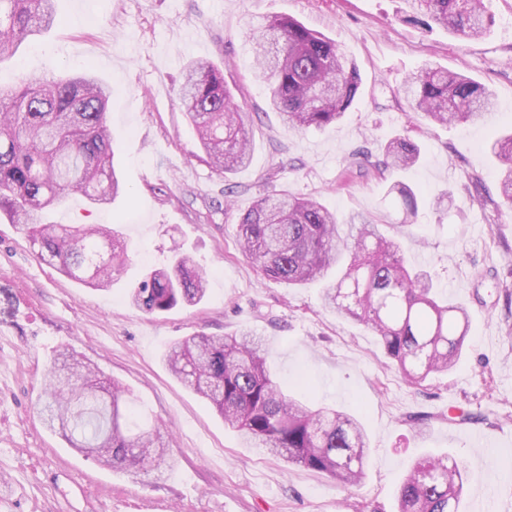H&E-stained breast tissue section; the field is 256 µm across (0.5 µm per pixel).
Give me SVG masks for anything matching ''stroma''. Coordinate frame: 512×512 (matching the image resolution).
I'll list each match as a JSON object with an SVG mask.
<instances>
[{
	"instance_id": "35a3bbf8",
	"label": "stroma",
	"mask_w": 512,
	"mask_h": 512,
	"mask_svg": "<svg viewBox=\"0 0 512 512\" xmlns=\"http://www.w3.org/2000/svg\"><path fill=\"white\" fill-rule=\"evenodd\" d=\"M403 9L402 0H58L59 25L0 63L5 86L23 72L87 69L111 86L124 191L105 207L72 196L47 219L119 225L129 254L111 290L88 288L40 262L0 212V512H395L411 463L443 453L465 469L463 512H499L512 500V211L498 198L500 163L487 148L512 125V0H489L494 23L475 38L406 22ZM261 15L292 17L355 60L361 85L343 120L296 132L269 110L249 41ZM193 60L223 67L252 116V160L227 178L180 110ZM427 62L488 87L491 118L419 123L403 86ZM403 132L422 146L406 176L421 201L400 234L405 258L470 315L460 362L418 385L363 324L325 307L320 287L262 277L238 242L240 214L274 188L395 223L396 198L374 166ZM443 191L445 216L431 204ZM177 246L208 272L205 298L143 313L132 288ZM243 330L265 337L284 390L362 422L371 452L359 485L246 447L162 361L185 337ZM65 349L127 388L142 419L172 432L168 456L116 472L44 427L36 403ZM452 404L472 422H449Z\"/></svg>"
}]
</instances>
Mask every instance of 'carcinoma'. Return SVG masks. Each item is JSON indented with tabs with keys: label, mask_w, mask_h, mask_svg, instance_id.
Instances as JSON below:
<instances>
[{
	"label": "carcinoma",
	"mask_w": 512,
	"mask_h": 512,
	"mask_svg": "<svg viewBox=\"0 0 512 512\" xmlns=\"http://www.w3.org/2000/svg\"><path fill=\"white\" fill-rule=\"evenodd\" d=\"M406 20L426 16L467 37L492 24L485 0H404ZM55 0H0V56L50 29ZM256 76L268 105L291 129L326 127L343 119L360 89L355 61L334 42L286 16H265L250 28ZM410 108L443 125L490 111L482 84L426 64L406 81ZM112 89L85 70L65 77L23 73L14 88L0 86V212L5 211L38 257L70 280L109 288L127 265L120 231L104 224H53L43 220L70 196L109 204L121 185L113 165L114 136L107 120ZM180 102L212 168L228 175L251 160L252 136L224 70L201 61L186 66ZM502 163L499 195L512 210V134L495 139ZM420 146L403 134L384 147L378 172L415 167ZM405 218L419 198L394 182ZM242 254L265 277L292 287L319 283L326 306L369 327L405 379L418 384L452 369L469 327L466 309L448 303L430 274L406 265L401 243L381 225L356 214L341 218L314 198L274 189L240 216ZM207 272L174 252L131 291L142 312L161 315L194 306L206 294ZM171 373L210 402L224 424L250 448L265 451L343 486L356 485L368 457V439L353 415L286 394L267 366L263 337L252 331L192 335L165 352ZM43 424L69 447L112 469L126 470L161 457L171 435L140 421L125 388L108 383L100 368L71 354L62 371L53 365L39 400ZM462 465L446 454L414 462L398 496V512H461Z\"/></svg>",
	"instance_id": "carcinoma-1"
}]
</instances>
